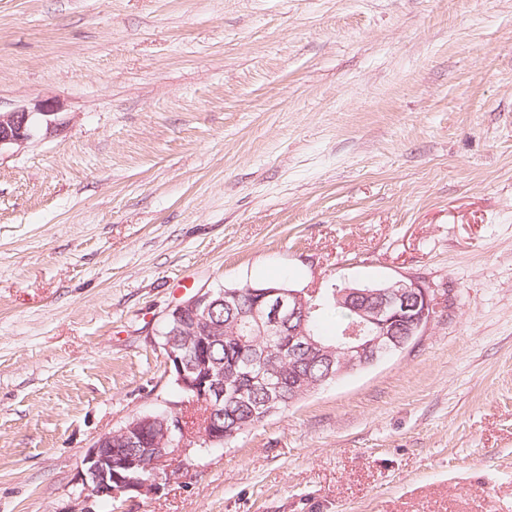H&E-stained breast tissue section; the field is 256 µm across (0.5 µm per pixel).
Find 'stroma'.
<instances>
[{"mask_svg": "<svg viewBox=\"0 0 512 512\" xmlns=\"http://www.w3.org/2000/svg\"><path fill=\"white\" fill-rule=\"evenodd\" d=\"M0 512H80L200 288L414 275L413 348L94 512H512V0H0ZM58 110V106L49 100L42 101L33 110L24 107L10 112L0 110V153L25 147L43 123L47 131H57L66 123L58 116Z\"/></svg>", "mask_w": 512, "mask_h": 512, "instance_id": "35a3bbf8", "label": "stroma"}]
</instances>
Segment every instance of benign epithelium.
<instances>
[{
  "instance_id": "benign-epithelium-1",
  "label": "benign epithelium",
  "mask_w": 512,
  "mask_h": 512,
  "mask_svg": "<svg viewBox=\"0 0 512 512\" xmlns=\"http://www.w3.org/2000/svg\"><path fill=\"white\" fill-rule=\"evenodd\" d=\"M49 131L65 124L58 116V106L44 100L34 109L0 111V152L21 149L37 134L41 125ZM253 304L242 314L248 336H286L288 340L264 353L288 357L296 366L314 367L320 363L336 367L327 376L341 378L371 367L383 359L406 351L426 335L438 318V289L414 276L402 275L384 281L359 284L346 282L336 299L345 302L354 316L346 329L336 336L332 354H324L313 331L307 326L315 310V295L307 289H269L254 292ZM236 293L215 292L201 288L175 305L166 322L172 332L162 344L168 373L184 391L168 410L156 416L141 415L118 430L101 436L83 460L78 499L86 503L81 512H93L90 504L118 500L130 493L157 492L164 485L188 472L195 462L193 449L222 445L238 434L235 427L224 426V401L242 403L246 389L242 374H226L224 368L211 364L209 347L224 335V325L216 322L214 308L230 304ZM267 367H262L252 382L268 394L265 407L259 409L265 419L282 400L279 388L270 383ZM208 408L211 428L176 442L184 430L181 409L187 401ZM151 473L148 480L140 474Z\"/></svg>"
}]
</instances>
